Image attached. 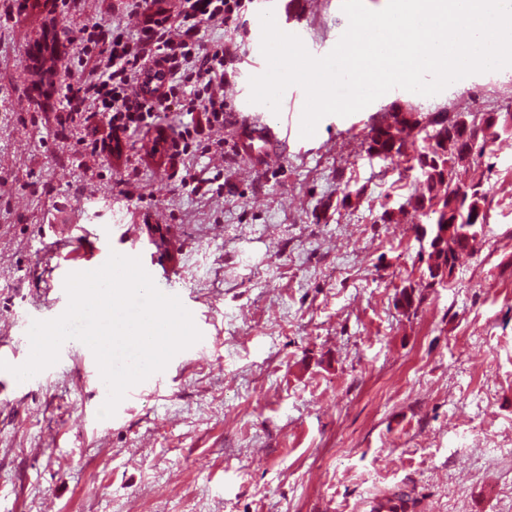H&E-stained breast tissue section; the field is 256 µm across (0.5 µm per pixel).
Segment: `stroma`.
Instances as JSON below:
<instances>
[{
	"mask_svg": "<svg viewBox=\"0 0 512 512\" xmlns=\"http://www.w3.org/2000/svg\"><path fill=\"white\" fill-rule=\"evenodd\" d=\"M284 32L307 27L313 56L348 27L341 0H280ZM259 0L204 25L224 42L225 110L266 66ZM52 0L0 17V346L24 363L26 323L62 314L64 271L93 270L92 226L191 310L200 343L159 378L131 387L99 419L104 384L76 344L34 382L0 370V512H512V138L462 171L491 188L488 224L444 287H419L411 213L384 224L421 187L406 159L369 156L370 116L490 113L512 98V67L423 96L395 88L346 117H323L278 164L224 162L223 186L196 197L142 158L137 199L119 194L142 136L104 154L90 181L53 144L61 49L44 46ZM352 190L343 200V190ZM414 284L416 314L395 307Z\"/></svg>",
	"mask_w": 512,
	"mask_h": 512,
	"instance_id": "35a3bbf8",
	"label": "stroma"
}]
</instances>
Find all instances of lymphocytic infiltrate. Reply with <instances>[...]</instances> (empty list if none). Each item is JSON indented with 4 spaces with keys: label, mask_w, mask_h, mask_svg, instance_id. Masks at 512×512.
<instances>
[{
    "label": "lymphocytic infiltrate",
    "mask_w": 512,
    "mask_h": 512,
    "mask_svg": "<svg viewBox=\"0 0 512 512\" xmlns=\"http://www.w3.org/2000/svg\"><path fill=\"white\" fill-rule=\"evenodd\" d=\"M243 0H120L121 14L138 20L136 30L96 20L78 30V52L59 72L63 111L52 121L59 138L75 131L81 155L94 159L120 144L122 135L153 132L152 152L171 160L170 176L205 196L212 180L198 177L183 163L201 152L225 158L234 149L221 132L224 112V45L199 41L206 24L224 25L243 9ZM155 65L167 68L162 91L142 99L137 78ZM179 110L186 119L177 138L158 132L162 113Z\"/></svg>",
    "instance_id": "f902f5d3"
}]
</instances>
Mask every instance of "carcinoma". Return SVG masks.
I'll return each instance as SVG.
<instances>
[{
  "mask_svg": "<svg viewBox=\"0 0 512 512\" xmlns=\"http://www.w3.org/2000/svg\"><path fill=\"white\" fill-rule=\"evenodd\" d=\"M425 132V145L410 156L411 168L417 169L423 179L422 191L406 199L404 207L430 224L427 248L419 253L421 286L433 288L442 285L441 268L458 260L475 241L476 225L489 223V190L481 182L465 183L459 179L460 169L476 161L481 152L466 154L465 140L478 139L487 144L512 135V100L498 117L484 119L477 126L463 112H438L432 116ZM421 127L413 112H383L373 118L366 138L367 152L383 160L406 155L402 132L406 128ZM453 219L456 228L448 237H440L441 225ZM414 286L403 287L395 297L396 306L405 312L416 311Z\"/></svg>",
  "mask_w": 512,
  "mask_h": 512,
  "instance_id": "obj_1",
  "label": "carcinoma"
}]
</instances>
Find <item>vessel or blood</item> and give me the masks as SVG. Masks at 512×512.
<instances>
[{"label":"vessel or blood","mask_w":512,"mask_h":512,"mask_svg":"<svg viewBox=\"0 0 512 512\" xmlns=\"http://www.w3.org/2000/svg\"><path fill=\"white\" fill-rule=\"evenodd\" d=\"M232 130L237 156L254 169L262 170L286 153L293 122L288 113L256 112L246 104L234 116Z\"/></svg>","instance_id":"1"}]
</instances>
